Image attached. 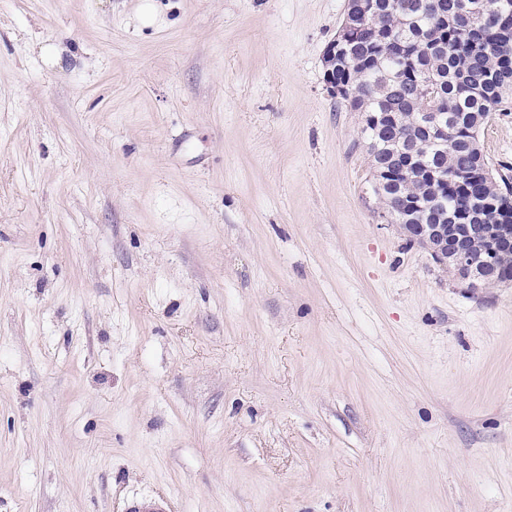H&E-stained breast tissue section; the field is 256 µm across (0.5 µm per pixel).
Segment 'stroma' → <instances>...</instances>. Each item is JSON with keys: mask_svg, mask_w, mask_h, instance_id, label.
Instances as JSON below:
<instances>
[{"mask_svg": "<svg viewBox=\"0 0 512 512\" xmlns=\"http://www.w3.org/2000/svg\"><path fill=\"white\" fill-rule=\"evenodd\" d=\"M345 4L0 0V512H512V283L375 194Z\"/></svg>", "mask_w": 512, "mask_h": 512, "instance_id": "35a3bbf8", "label": "stroma"}]
</instances>
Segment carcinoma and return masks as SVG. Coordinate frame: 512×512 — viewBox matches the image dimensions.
Here are the masks:
<instances>
[{
    "instance_id": "1",
    "label": "carcinoma",
    "mask_w": 512,
    "mask_h": 512,
    "mask_svg": "<svg viewBox=\"0 0 512 512\" xmlns=\"http://www.w3.org/2000/svg\"><path fill=\"white\" fill-rule=\"evenodd\" d=\"M481 25L461 0H374L371 14L347 35L336 55L333 76L345 81L342 98L352 112L364 115L362 137L372 156L374 191L386 197L393 187L400 203L414 204V218L431 211L468 213L493 192L512 213V185L501 179L487 184L485 159L473 146L480 130L512 91V0H494ZM389 112L390 125L402 130L421 121L423 112H445L448 141L419 157L424 169L442 168L455 182L414 180L391 161L386 133L371 116Z\"/></svg>"
}]
</instances>
